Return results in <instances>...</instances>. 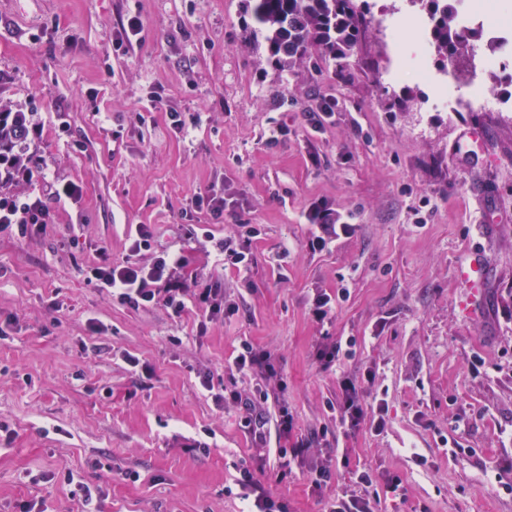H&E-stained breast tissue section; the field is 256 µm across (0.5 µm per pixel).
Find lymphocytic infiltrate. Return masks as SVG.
<instances>
[{"mask_svg":"<svg viewBox=\"0 0 512 512\" xmlns=\"http://www.w3.org/2000/svg\"><path fill=\"white\" fill-rule=\"evenodd\" d=\"M40 134L38 123L27 115L24 108L13 105L0 106V231L12 228L20 233L42 232L52 222L51 209L40 196H19L12 189L29 183L35 177L32 168L24 163V155L30 142ZM130 259L112 262L106 250H99L98 260L90 274L100 287L111 289L120 303L134 308L157 304L170 309L174 316H181L187 300H194L208 321L222 320L236 311L235 302L226 298L222 288L211 285L207 288L189 289L174 278L175 270L183 268L186 258L179 253L162 252L148 265L135 261L134 256L150 248L153 232L149 225H136L130 232ZM243 376L254 382L253 392L244 395L238 392L223 396L215 394L217 404L236 405L250 432L259 443L257 454L260 463H273L278 478L291 473L292 461L303 460L310 443L298 441L289 448H272L267 443L268 432L288 438L295 427V419L288 410L283 391L286 384L279 360L268 350L241 342L230 362ZM341 394L332 410L340 424L350 431L359 430L364 421H371L374 432H382L386 426L387 404L378 400L371 404L366 400L364 389L350 377H342ZM274 402L276 414H269L265 405Z\"/></svg>","mask_w":512,"mask_h":512,"instance_id":"1","label":"lymphocytic infiltrate"}]
</instances>
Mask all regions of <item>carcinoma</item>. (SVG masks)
<instances>
[{
    "instance_id": "obj_1",
    "label": "carcinoma",
    "mask_w": 512,
    "mask_h": 512,
    "mask_svg": "<svg viewBox=\"0 0 512 512\" xmlns=\"http://www.w3.org/2000/svg\"><path fill=\"white\" fill-rule=\"evenodd\" d=\"M440 0H430L435 51L448 61H456L474 51L480 33L456 26L453 6L437 8ZM254 46L285 67L307 59L320 50L336 62V71L346 67L371 19L368 12L351 0H254L252 10Z\"/></svg>"
}]
</instances>
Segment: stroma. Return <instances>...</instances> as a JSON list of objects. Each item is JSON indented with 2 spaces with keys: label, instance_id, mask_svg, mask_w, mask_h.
<instances>
[{
  "label": "stroma",
  "instance_id": "35a3bbf8",
  "mask_svg": "<svg viewBox=\"0 0 512 512\" xmlns=\"http://www.w3.org/2000/svg\"><path fill=\"white\" fill-rule=\"evenodd\" d=\"M369 2L340 73L318 51L267 61L246 0H0V102L41 127L29 155L43 176L21 191L53 210L46 232H0V424L14 433L0 512L33 497L81 512L55 478L66 470L100 490L95 512H241L244 467L288 512H327L362 470L380 512H512V112H451L433 84L391 83L377 20L406 29L408 5ZM134 15L130 44L118 31ZM64 182L80 200L56 199ZM212 185L230 203L220 217L195 202ZM316 206L351 231L313 250ZM135 224L154 232L142 264L184 251L179 278L221 285L238 312L202 334L196 308L135 309L90 283L98 249L128 257ZM245 224L258 234L241 272L224 242ZM468 259L488 271L480 301L459 275ZM324 293L336 309L319 322ZM350 336L355 355L321 371L316 345ZM244 340L279 359L313 440L282 481L199 383L206 371L214 392L249 393L228 364ZM345 376L385 399L384 432H345L328 410ZM195 439L206 449L186 451ZM320 465L332 478L316 492Z\"/></svg>",
  "mask_w": 512,
  "mask_h": 512
}]
</instances>
